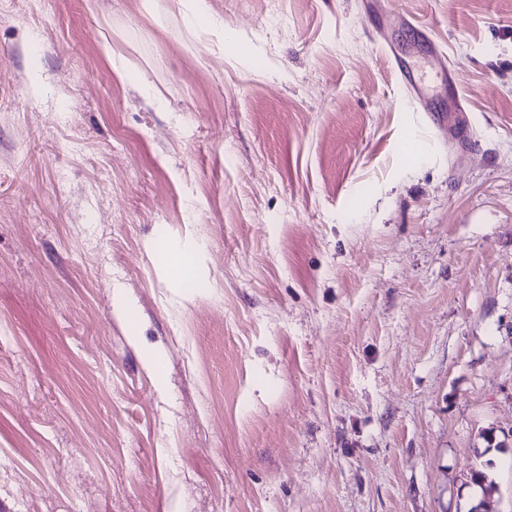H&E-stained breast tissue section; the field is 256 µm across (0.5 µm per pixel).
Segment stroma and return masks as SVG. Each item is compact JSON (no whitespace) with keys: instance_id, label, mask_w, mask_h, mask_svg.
Wrapping results in <instances>:
<instances>
[{"instance_id":"1","label":"stroma","mask_w":512,"mask_h":512,"mask_svg":"<svg viewBox=\"0 0 512 512\" xmlns=\"http://www.w3.org/2000/svg\"><path fill=\"white\" fill-rule=\"evenodd\" d=\"M511 431L512 0H0V512H512ZM172 266L184 281L192 282L197 286H202L207 281L200 257L193 250H184L175 254L172 258Z\"/></svg>"}]
</instances>
